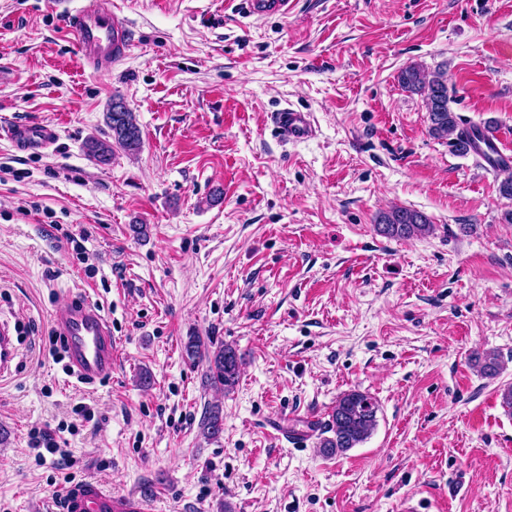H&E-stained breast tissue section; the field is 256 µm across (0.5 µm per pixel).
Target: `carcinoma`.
<instances>
[{
  "instance_id": "cac0c4a2",
  "label": "carcinoma",
  "mask_w": 512,
  "mask_h": 512,
  "mask_svg": "<svg viewBox=\"0 0 512 512\" xmlns=\"http://www.w3.org/2000/svg\"><path fill=\"white\" fill-rule=\"evenodd\" d=\"M398 81L406 91L424 96L429 134L436 139L451 141L457 153L468 154L472 138L459 130L456 116L449 107L444 72H426L418 66L409 65L400 71ZM106 118L112 131V141L97 138L86 141L87 153L101 164L111 162L114 143L129 153L138 151L141 146V130L131 110L109 111ZM378 229L390 238L409 239L430 233L433 225L418 211L395 207L381 216ZM184 351L188 358L207 363L206 375L212 386L226 392L233 390L241 367V357L235 348L224 344L217 346L210 339L191 336ZM378 410L377 401L368 394L359 391L342 394L331 411L326 428L330 436L321 440V452L337 455L363 443L377 425ZM200 426L208 438L214 439L223 433L224 415L220 405L212 404L206 408Z\"/></svg>"
}]
</instances>
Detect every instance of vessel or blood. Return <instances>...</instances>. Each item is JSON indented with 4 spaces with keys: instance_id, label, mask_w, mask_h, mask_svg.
Returning <instances> with one entry per match:
<instances>
[{
    "instance_id": "1",
    "label": "vessel or blood",
    "mask_w": 512,
    "mask_h": 512,
    "mask_svg": "<svg viewBox=\"0 0 512 512\" xmlns=\"http://www.w3.org/2000/svg\"><path fill=\"white\" fill-rule=\"evenodd\" d=\"M250 15L263 18L287 14L291 0H245ZM73 46L79 59L96 70H109L120 63L129 47V28L124 20L104 12L97 0H79L67 12ZM275 124L280 134L298 142L310 137L313 126L310 113L284 109ZM56 131L44 124H16L8 137L26 151L46 149ZM53 327L62 337L73 376L82 382L104 380L112 375L115 347L112 329L100 308L89 299H79L59 308ZM17 358L15 337L8 323L0 321V378L11 373ZM59 512H149L141 499L120 498L96 483H79L57 491Z\"/></svg>"
}]
</instances>
